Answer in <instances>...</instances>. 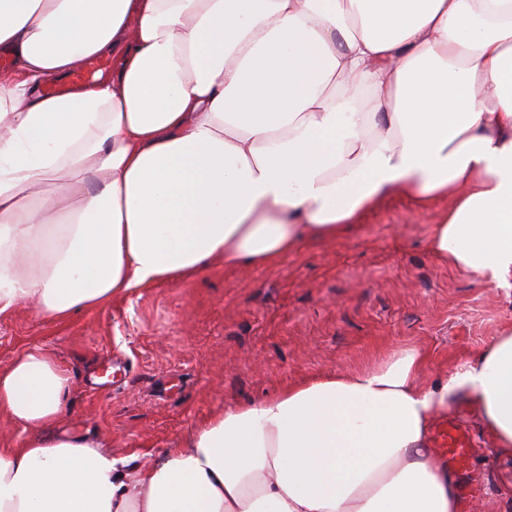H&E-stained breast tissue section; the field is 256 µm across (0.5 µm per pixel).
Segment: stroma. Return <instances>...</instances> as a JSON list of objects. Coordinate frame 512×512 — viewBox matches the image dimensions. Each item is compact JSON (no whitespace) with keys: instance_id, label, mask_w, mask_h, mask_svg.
Returning <instances> with one entry per match:
<instances>
[{"instance_id":"stroma-1","label":"stroma","mask_w":512,"mask_h":512,"mask_svg":"<svg viewBox=\"0 0 512 512\" xmlns=\"http://www.w3.org/2000/svg\"><path fill=\"white\" fill-rule=\"evenodd\" d=\"M436 218L402 196L345 238L309 244L275 267H226L139 288L64 321L32 309L0 318V365L25 347L54 351L71 378L58 432L98 439L113 456L182 448L225 407L288 385L385 362L419 347L452 370L512 322V289L480 283L427 250ZM468 438L476 489L459 512H500L497 458L471 403L447 417Z\"/></svg>"}]
</instances>
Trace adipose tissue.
<instances>
[{
	"instance_id": "1",
	"label": "adipose tissue",
	"mask_w": 512,
	"mask_h": 512,
	"mask_svg": "<svg viewBox=\"0 0 512 512\" xmlns=\"http://www.w3.org/2000/svg\"><path fill=\"white\" fill-rule=\"evenodd\" d=\"M0 317L92 311L225 264L272 267L395 195L428 250L512 288V0H0ZM109 55L106 79L45 91ZM422 348L112 457L55 432L70 376L0 367V512H457L429 452L473 403L512 459V323L447 374Z\"/></svg>"
}]
</instances>
